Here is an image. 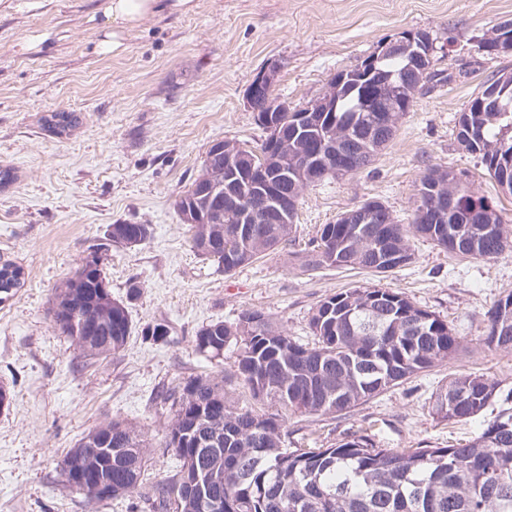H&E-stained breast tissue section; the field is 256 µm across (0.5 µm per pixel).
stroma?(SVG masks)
<instances>
[{
	"mask_svg": "<svg viewBox=\"0 0 512 512\" xmlns=\"http://www.w3.org/2000/svg\"><path fill=\"white\" fill-rule=\"evenodd\" d=\"M106 0H0V167L15 179L0 188V262L24 273L15 296L0 301V383L12 392L0 411V512H151L138 494L91 501L67 487L60 467L69 448L108 421L122 419L148 442L159 479L178 460L165 447L173 417L162 395L188 377L223 374L236 397L251 400L223 364L194 351L202 326L246 310L275 319L302 343L313 340L314 306L368 283L404 293L447 320L462 348L448 364L395 386L347 413L295 416L288 444L319 448L367 434L376 447L462 445L499 409L478 418H433L430 397L454 371L479 372L512 389V352L485 341L486 312L512 291V250L491 259L451 255L414 236L411 263L376 277L322 267L304 272L294 254L321 225L364 201L381 202L410 224L421 177L452 171L501 213L512 233V194L490 178L456 139L468 101L512 72V53L488 55L479 40L512 20V0H193L187 13L163 11L125 32V52L96 51ZM428 32L433 64L447 81L416 94L394 138L356 173L305 190L291 248L229 274L194 251L176 202L199 175L213 141L259 146L265 132L244 104L245 91L271 61L282 65L275 94L289 106L323 96L337 73L352 69L405 32ZM80 125L58 136L44 124L58 110ZM148 224L135 246L101 250L110 225ZM101 253L112 296L128 299L132 334L104 359L82 357L52 317L57 288L87 256ZM168 342L143 339L155 322ZM270 411L268 401L251 400Z\"/></svg>",
	"mask_w": 512,
	"mask_h": 512,
	"instance_id": "1",
	"label": "stroma"
}]
</instances>
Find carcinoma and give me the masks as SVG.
Segmentation results:
<instances>
[{"mask_svg": "<svg viewBox=\"0 0 512 512\" xmlns=\"http://www.w3.org/2000/svg\"><path fill=\"white\" fill-rule=\"evenodd\" d=\"M348 79L336 85V111L313 113L322 126L343 132L352 120L363 95L387 81L403 82L412 93L447 79L426 60L423 69L409 67L406 55L389 57L372 69L358 66L345 71ZM496 83L507 89L502 103L506 112L480 110L479 97L471 98L461 112L457 140L463 149L477 154L488 175L512 194V170L494 164L512 154V74ZM413 105V98L397 104L392 120H369L357 142L336 138V154L346 153L349 171L367 166L394 137L399 118ZM48 129L63 135L80 123L75 112H53L44 118ZM313 132L305 127L290 130L291 160L288 174L275 177L277 195L299 199L304 189L325 180L310 174L305 158L294 146H306ZM224 155L207 150L202 174L179 197L177 206L196 194V187L209 169L221 167ZM456 185L453 206L416 208L411 228L393 219L388 224H324L310 241V248L297 253L304 271L320 267L360 269L383 274L412 260L408 241L413 231L457 255L494 258L512 248L501 215L471 187L455 184L446 170L432 169L419 183L418 198H431L432 188L449 192ZM229 217L225 224L190 226L194 250L229 274L244 264L264 257L288 244L295 220L279 223L276 212L264 206L263 196L245 191L226 196L220 205ZM250 210L251 232L236 234L234 219L240 210ZM367 241L353 240L355 228ZM112 242L121 244L126 233H136L142 243L151 235L148 224H114ZM458 236L448 241V230ZM220 236L218 247L201 248L205 238ZM394 253L405 251L407 259L390 266L380 262L376 245ZM327 246L321 250V246ZM24 286L21 267L0 263V294L10 296ZM140 288L133 284L127 300L112 298L101 266L81 265L56 291L54 319L85 357L105 358L125 346L132 332L130 300ZM383 306L379 328L363 331L369 320L373 297ZM486 343L512 352V293L495 299L486 313ZM93 326L87 334L81 326ZM309 327L313 344H304L278 326L262 311L241 313L233 322L216 321L201 327L194 339L196 354L217 362L224 349L235 355L234 375L252 398L268 400L273 413H259L230 395L224 377L196 375L185 380L172 404L177 406L165 436L179 466L171 475L146 483L143 476L152 457L136 429L114 419L81 438L61 465L63 482L95 501L104 500L96 488L107 478L118 498L137 492L151 501L153 512H170L171 495L180 500V512H512V408L501 410L481 432L460 446L395 451L376 448L364 436L343 439L327 448H296L285 445L284 428L292 415L324 416L349 412L384 391L423 372L448 363L460 349L459 337L448 321L420 308L403 293L370 285L348 288L320 300L312 309ZM500 392V383L475 372L448 375L431 396V413L439 421H467L483 413ZM204 404V418L193 406ZM219 435L220 445L198 448L193 441L172 446L175 437ZM102 458L95 470L82 468V479L70 476L67 466L88 458ZM206 471L211 483L204 491H189L186 475Z\"/></svg>", "mask_w": 512, "mask_h": 512, "instance_id": "cac0c4a2", "label": "carcinoma"}]
</instances>
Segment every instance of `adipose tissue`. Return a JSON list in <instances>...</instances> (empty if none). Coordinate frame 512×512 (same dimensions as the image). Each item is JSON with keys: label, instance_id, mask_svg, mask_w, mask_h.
<instances>
[{"label": "adipose tissue", "instance_id": "1", "mask_svg": "<svg viewBox=\"0 0 512 512\" xmlns=\"http://www.w3.org/2000/svg\"><path fill=\"white\" fill-rule=\"evenodd\" d=\"M192 8L193 0H107L103 8V36L97 43V49L102 53L120 54L126 49V31L162 10L181 13Z\"/></svg>", "mask_w": 512, "mask_h": 512}]
</instances>
